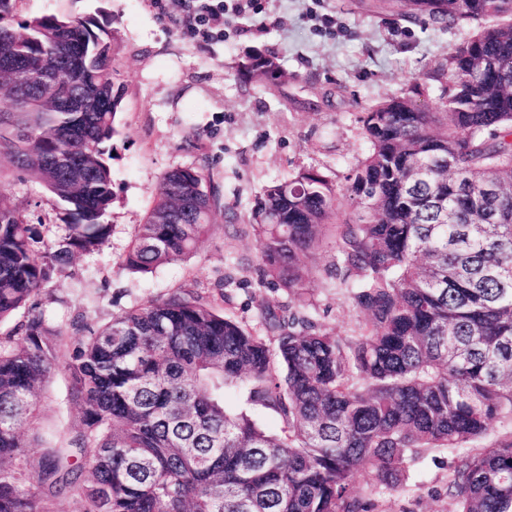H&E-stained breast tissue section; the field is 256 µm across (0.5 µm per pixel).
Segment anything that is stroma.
I'll use <instances>...</instances> for the list:
<instances>
[{
	"label": "stroma",
	"instance_id": "stroma-1",
	"mask_svg": "<svg viewBox=\"0 0 512 512\" xmlns=\"http://www.w3.org/2000/svg\"><path fill=\"white\" fill-rule=\"evenodd\" d=\"M15 13L106 21L112 79L123 93L110 161L112 231L99 253L76 256L47 287L41 309L53 328L70 333L80 313L102 324L183 287L219 297L224 316L255 332L267 307L302 311L342 336L358 331L362 318L349 289L325 273L333 249L306 258L304 296L261 286L260 241L249 219L270 181L314 169L345 186L369 151L361 119L371 108L418 84L420 103L442 111L446 84L436 76L474 36L473 25L409 20L385 0H267L261 18L237 20L224 37L200 43L188 29L185 0H16ZM254 50L274 57L284 79L243 78L237 65ZM199 167L218 187L222 209L195 253L149 273L118 270L161 176ZM0 195L27 221H59L47 189L7 164L0 165ZM69 388L60 368L43 391L39 429L54 442L71 436L78 417ZM453 459L441 448L408 461L397 489L378 487L368 471L355 487L377 512H452Z\"/></svg>",
	"mask_w": 512,
	"mask_h": 512
}]
</instances>
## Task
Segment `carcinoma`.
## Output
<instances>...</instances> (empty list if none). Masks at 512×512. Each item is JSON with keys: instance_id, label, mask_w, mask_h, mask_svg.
Returning <instances> with one entry per match:
<instances>
[{"instance_id": "1", "label": "carcinoma", "mask_w": 512, "mask_h": 512, "mask_svg": "<svg viewBox=\"0 0 512 512\" xmlns=\"http://www.w3.org/2000/svg\"><path fill=\"white\" fill-rule=\"evenodd\" d=\"M14 2L0 0V159L48 189L64 234L49 239L53 226L25 223L0 197V321L26 310L0 336V512H54L64 495L80 512H374L356 475L398 487L430 448L456 452L453 512H512V437L467 447L512 416V219L473 230L485 214L512 216V21L481 25L505 16L497 0L409 2L442 27L480 23L448 59L443 118L392 98L363 116L370 150L345 187L304 170L257 200L265 283L300 293L303 259L331 246L327 273L355 289L363 315L351 336L269 307L258 335L185 288L102 325L79 314L72 336L50 327L45 288L111 233L121 94L103 23L18 21ZM239 70L280 77L264 53ZM433 150L455 169L429 166ZM220 209L205 169L166 172L121 267L189 257ZM63 349L79 423L55 447L38 434L37 399ZM256 409L280 426L260 427Z\"/></svg>"}]
</instances>
